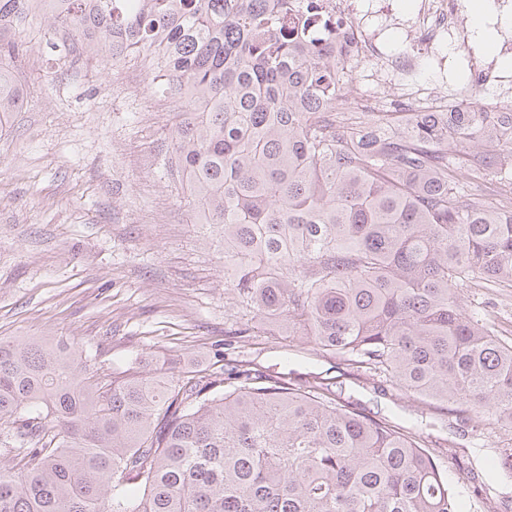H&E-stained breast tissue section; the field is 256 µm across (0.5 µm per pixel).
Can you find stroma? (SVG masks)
<instances>
[{"mask_svg":"<svg viewBox=\"0 0 512 512\" xmlns=\"http://www.w3.org/2000/svg\"><path fill=\"white\" fill-rule=\"evenodd\" d=\"M31 31L15 72L23 103L0 120V338L63 336L118 372L177 355L193 371L221 357L264 375H319L343 400L419 432L463 512H512V433L392 379L356 380L336 357L262 325L227 286L223 238L163 170L175 117L147 77L128 82L139 60L115 67L84 53L53 69L48 19ZM462 305L512 331V288L469 289Z\"/></svg>","mask_w":512,"mask_h":512,"instance_id":"stroma-1","label":"stroma"}]
</instances>
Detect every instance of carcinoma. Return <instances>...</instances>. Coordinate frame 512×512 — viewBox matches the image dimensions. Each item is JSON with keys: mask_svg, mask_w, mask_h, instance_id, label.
<instances>
[{"mask_svg": "<svg viewBox=\"0 0 512 512\" xmlns=\"http://www.w3.org/2000/svg\"><path fill=\"white\" fill-rule=\"evenodd\" d=\"M48 15L141 59L186 109L164 158L224 236L255 317L427 400L512 426V343L467 288H512V103L342 112L336 43L293 0H0V114ZM0 512H461L419 434L238 360L123 372L54 337L0 339Z\"/></svg>", "mask_w": 512, "mask_h": 512, "instance_id": "carcinoma-1", "label": "carcinoma"}]
</instances>
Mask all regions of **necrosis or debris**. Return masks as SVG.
Returning a JSON list of instances; mask_svg holds the SVG:
<instances>
[{"instance_id":"necrosis-or-debris-1","label":"necrosis or debris","mask_w":512,"mask_h":512,"mask_svg":"<svg viewBox=\"0 0 512 512\" xmlns=\"http://www.w3.org/2000/svg\"><path fill=\"white\" fill-rule=\"evenodd\" d=\"M318 8L334 21L348 65L366 72L362 111L497 112L512 94V71L500 64L512 56V32L495 57L469 52L462 0H419L407 20L391 0H319Z\"/></svg>"}]
</instances>
